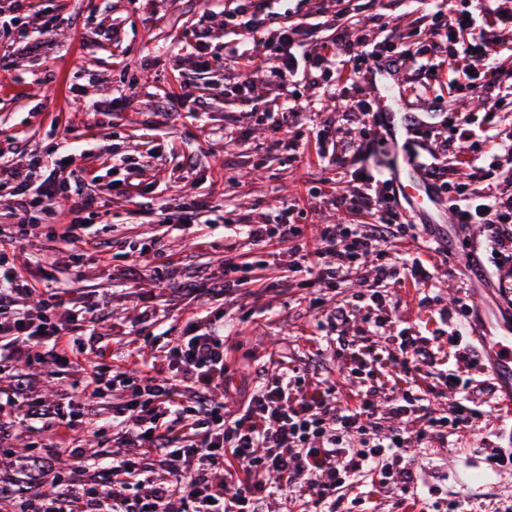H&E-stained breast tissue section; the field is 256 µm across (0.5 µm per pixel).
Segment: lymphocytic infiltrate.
Here are the masks:
<instances>
[{"mask_svg":"<svg viewBox=\"0 0 512 512\" xmlns=\"http://www.w3.org/2000/svg\"><path fill=\"white\" fill-rule=\"evenodd\" d=\"M272 2L248 0L226 14L236 37L225 43L223 53L213 52L209 29L200 26L192 57L202 69L221 64L232 70L231 94L276 132V147L290 158L311 148L321 158L332 144L337 162L353 167L335 203L348 214L369 216V223L322 225L308 253L309 264L297 265L296 270L304 288H336L349 272L363 274L357 303L337 307L320 327L359 383L358 404L350 408L336 401L334 383L309 390L299 376L282 374L260 381L238 412L227 415L224 336L217 328L202 330L191 319L179 336L167 337L164 343L166 370L122 371L104 358L95 367L93 388L84 401L69 397L46 409L26 402L22 420L43 414L53 422V433L39 445L45 465L68 452L71 433L103 437L105 429L93 417L92 402L107 389L120 394L112 405V424L138 452L113 456L89 475L80 464L67 474H56L48 488L28 496L17 512H172L176 500L181 512H262L267 498L284 491L309 496L311 512H336L339 490L367 471L377 472L384 486L413 492L419 468L411 455L415 441L447 439L449 430L468 427L477 416L474 406H458L452 414L437 417L422 405L412 375L434 378L440 398L455 387L452 373L440 369L429 337L401 329L392 336L386 356L380 357L371 354L364 337L349 335L347 327L357 312L374 330L390 328L396 306L382 293L383 283L397 274L413 284L429 285L437 268L432 258L441 248L432 241L424 257L391 253L393 240L417 237L418 226L390 194L383 166L370 163L375 149L368 131L378 123L370 103L356 101L354 129L341 133L335 124L324 122L308 137L302 131V98L312 70L331 71L337 84L357 89L367 71L382 62L394 72H411L409 92L419 99L435 104L446 95L462 102L476 80L492 84L506 71L501 44L466 2L435 7L426 43L412 53L399 49L391 38L372 39L360 28H340L331 40L315 43L314 29L282 18ZM261 34L266 37L265 50L258 54L249 44ZM436 58L447 64L448 82H439L433 73ZM259 82L277 89L283 106L271 108L255 91ZM455 127L450 113L438 125L416 124L411 142L428 141L433 148L424 154L409 151L408 159L433 180L434 191L448 193V206L459 223L480 225L496 260L499 288L507 294L512 292V188L478 194L470 182L449 180L441 159L452 154L456 165L479 170L484 161L496 166L502 158L512 159V143L500 145L489 156L472 147L460 158L455 154ZM44 167L38 156L21 168L0 153V175L9 185L6 206L25 224L33 213H51L57 198H75L73 219L64 231L73 236L99 217L98 201L81 185L38 179ZM293 211L286 205L277 223L250 225L249 245L262 248L272 241L303 237L302 225L291 220ZM66 305L56 292L40 297L35 284L0 253V362L71 365L75 348L95 335L98 320L91 310L58 317ZM382 366L405 376L404 385L387 389L378 384L376 373ZM413 419L424 420L425 426L411 436L404 424ZM228 456L236 462L239 478H217ZM159 471L165 478L157 482L153 476ZM136 476L148 483L149 490L131 499L125 487Z\"/></svg>","mask_w":512,"mask_h":512,"instance_id":"1","label":"lymphocytic infiltrate"}]
</instances>
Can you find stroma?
<instances>
[{
    "label": "stroma",
    "instance_id": "35a3bbf8",
    "mask_svg": "<svg viewBox=\"0 0 512 512\" xmlns=\"http://www.w3.org/2000/svg\"><path fill=\"white\" fill-rule=\"evenodd\" d=\"M55 27L34 54L15 48L13 70L0 83V149L25 165L31 155L51 160L62 147L87 151V158L62 170L63 182H80L100 202V218L89 239L63 245L68 201L53 215L36 213L24 234L0 239L16 266L39 288L64 292L69 308H96L105 321L92 340L88 358L111 354L117 367L137 370L150 358L155 336L179 335L189 318L202 317L224 326L227 406L236 409L264 372L280 367L300 369L307 382L326 378L336 383L342 404L355 405L356 385L344 360L327 351L317 327L322 314L353 300L360 286L349 278L341 287L317 293L322 305L311 309V289L300 287L294 257L287 245L249 251L241 245L244 224H269L283 202L303 194L309 180L328 184L349 180L335 160H318L307 152L293 160L272 149V131L246 114L236 97L227 95L223 67L198 70L182 47L188 46L202 16H209L213 48L229 36L225 12L239 0H58ZM425 0H350L351 22L374 37L383 24L399 27L402 46L419 49L429 34ZM335 81L310 80L304 89L314 123L343 119L346 101L331 99ZM498 94L502 112L496 132L512 136V78L495 88L470 91L466 103L445 98V110L456 113L460 149L485 135L481 104ZM143 165L137 185L118 184L114 160ZM206 199V220L190 226L159 224L151 211L164 204L178 215L197 199ZM456 263L440 262L433 287L397 278L387 289L397 304L401 326L432 337L433 350L445 367L456 368L454 349L441 320L442 308L456 300L494 311L501 293L496 278L470 281L458 261L474 257L493 269L481 249L476 225L452 226ZM156 253L141 254L145 243ZM85 253L83 263L72 257ZM55 260L54 282L45 279L43 257ZM240 264L233 286H226L227 261ZM24 384L45 405L80 391L89 379L84 366L58 368L42 363L24 366ZM471 385L483 391L481 414L471 427L449 431L447 442L431 441L418 449L426 462V484L436 496L460 499L467 512H504L512 505V474L500 476L489 463L463 468L484 440H498L503 422L512 420L499 384L483 367L468 370ZM340 512H424L417 496L400 495L379 484L376 475L357 478L340 492Z\"/></svg>",
    "mask_w": 512,
    "mask_h": 512
}]
</instances>
